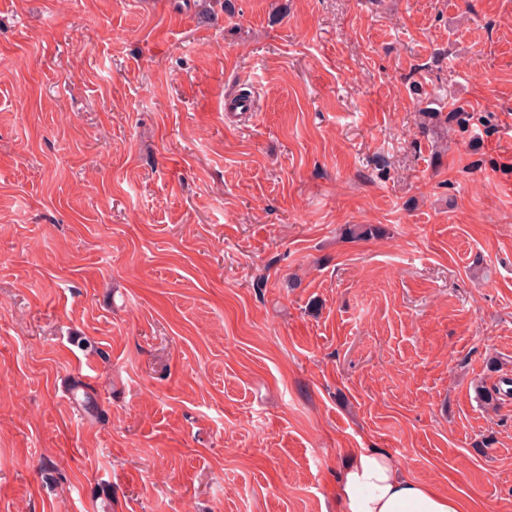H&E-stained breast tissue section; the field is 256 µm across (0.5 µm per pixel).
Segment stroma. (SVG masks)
Masks as SVG:
<instances>
[{
    "instance_id": "stroma-1",
    "label": "stroma",
    "mask_w": 512,
    "mask_h": 512,
    "mask_svg": "<svg viewBox=\"0 0 512 512\" xmlns=\"http://www.w3.org/2000/svg\"><path fill=\"white\" fill-rule=\"evenodd\" d=\"M505 379L512 0H0V512H512ZM351 458L336 487L342 512H463L458 499L408 478L377 449L361 448Z\"/></svg>"
}]
</instances>
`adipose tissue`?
I'll list each match as a JSON object with an SVG mask.
<instances>
[{
  "label": "adipose tissue",
  "mask_w": 512,
  "mask_h": 512,
  "mask_svg": "<svg viewBox=\"0 0 512 512\" xmlns=\"http://www.w3.org/2000/svg\"><path fill=\"white\" fill-rule=\"evenodd\" d=\"M336 499L342 512H462L458 499L408 478L374 448L353 453L336 487Z\"/></svg>",
  "instance_id": "1"
}]
</instances>
